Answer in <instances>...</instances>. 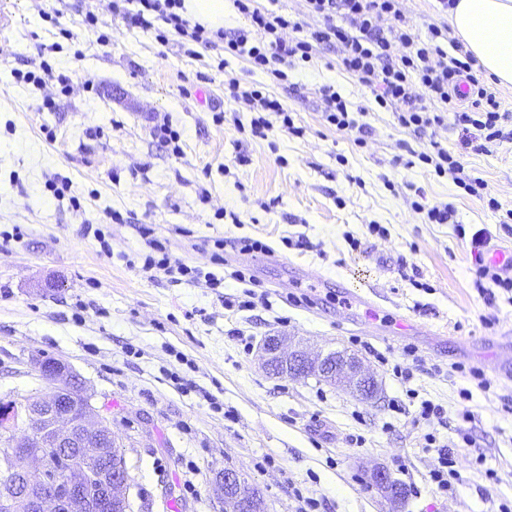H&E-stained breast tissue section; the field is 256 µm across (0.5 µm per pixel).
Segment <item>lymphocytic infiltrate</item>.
I'll return each instance as SVG.
<instances>
[{"label":"lymphocytic infiltrate","mask_w":512,"mask_h":512,"mask_svg":"<svg viewBox=\"0 0 512 512\" xmlns=\"http://www.w3.org/2000/svg\"><path fill=\"white\" fill-rule=\"evenodd\" d=\"M255 0H235L238 11L250 25L232 36L223 31H209L190 23L180 12L182 0H137L131 10L113 4V15L128 26L155 31L160 42L169 34L184 40L215 47L246 58L257 69L270 73L276 80H285V66L309 61L316 45L336 43L340 46L344 70L375 96L380 107H394L399 123L417 131L443 125L442 113L432 110V103L450 104L458 92L459 82H466L472 98L470 109L455 112V122L463 132L465 147L476 152L488 151L500 140L499 123L503 118L501 104L494 90L474 69L475 59L464 44L451 37L447 28L430 27L427 38L415 36L400 6V0H306L309 12L319 15L323 24L305 30L300 21L274 11L262 10ZM166 24V31H156V22ZM292 38H284V30ZM234 102L256 110L251 121V134L265 138L271 125L268 114H275L291 134L302 135L284 105L262 90L242 88L237 79L227 83ZM417 159L432 166L440 177H451L453 183L468 195L483 197L486 180L468 172L460 157L453 155L438 141H431L427 150L417 152ZM151 252L143 260L144 270L163 272L172 281L205 278L214 283V276H202L200 270L166 254L154 230L142 226Z\"/></svg>","instance_id":"obj_1"}]
</instances>
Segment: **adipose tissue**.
Wrapping results in <instances>:
<instances>
[{"label": "adipose tissue", "instance_id": "ef3b65f1", "mask_svg": "<svg viewBox=\"0 0 512 512\" xmlns=\"http://www.w3.org/2000/svg\"><path fill=\"white\" fill-rule=\"evenodd\" d=\"M448 22L489 78L512 85V0H454Z\"/></svg>", "mask_w": 512, "mask_h": 512}]
</instances>
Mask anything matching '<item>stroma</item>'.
I'll return each instance as SVG.
<instances>
[{"label":"stroma","instance_id":"1","mask_svg":"<svg viewBox=\"0 0 512 512\" xmlns=\"http://www.w3.org/2000/svg\"><path fill=\"white\" fill-rule=\"evenodd\" d=\"M7 3L15 19L0 29V398L32 387L33 360L67 362L110 420L130 474L127 512H224L228 469L262 490L266 512H294L299 494L316 499L317 512H512V380L480 359L512 332V293L477 279L470 240L484 229L512 248L499 226L512 209V85L495 87L509 114L502 139L490 152H464L454 119L421 134L399 125L333 46L277 84L223 48L189 56L177 35L163 44L128 27L111 0ZM89 12L99 19L94 33L79 27ZM63 28L78 40L61 41ZM101 32L109 46L97 43ZM44 60L70 77L69 94L16 82V71ZM231 77L266 87L303 136L276 123L267 138L251 137V112L224 94ZM88 79L95 92L85 91ZM325 86L356 112L364 135L325 122ZM200 90L206 103L196 100ZM46 94L53 110L40 108ZM219 111L228 115L220 125ZM164 122L180 132V153L154 137ZM433 139L462 152L500 210L411 163V151ZM241 153L249 165L236 164ZM57 174L71 181L67 198L45 186ZM420 193L453 204L455 224L426 223L411 207ZM110 210L123 223L108 222ZM144 224L172 259L214 272L221 285L143 272ZM372 224L387 236L370 233ZM241 237L269 245L271 256L211 263L215 240ZM249 286L266 298L245 309ZM349 289L379 314L409 316L425 335L361 333L367 315L345 309ZM277 333L313 352L358 354L377 396L364 400L315 376L269 375L258 347ZM397 365L410 378L394 376ZM472 368L488 387L469 377ZM424 400L443 416L418 420ZM465 407L472 422L459 415ZM466 433L473 447H462ZM443 445L459 448L458 477L445 492L429 477ZM378 466L405 486L404 500L371 483Z\"/></svg>","mask_w":512,"mask_h":512}]
</instances>
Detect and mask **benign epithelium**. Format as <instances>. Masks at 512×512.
<instances>
[{
  "instance_id": "obj_1",
  "label": "benign epithelium",
  "mask_w": 512,
  "mask_h": 512,
  "mask_svg": "<svg viewBox=\"0 0 512 512\" xmlns=\"http://www.w3.org/2000/svg\"><path fill=\"white\" fill-rule=\"evenodd\" d=\"M267 372L275 377L317 375L371 400L378 385L354 354L311 355L288 347L284 336H268L258 349ZM28 375L35 387L9 398L15 419L0 423V512H112L127 503L130 478H108L85 464L77 448L112 445V429L92 403L85 385L63 361L37 360ZM22 431L17 436L16 431ZM372 483L389 499L402 497L401 485L382 466L371 471ZM263 500L262 491L239 472L224 471V512H247L250 502Z\"/></svg>"
}]
</instances>
